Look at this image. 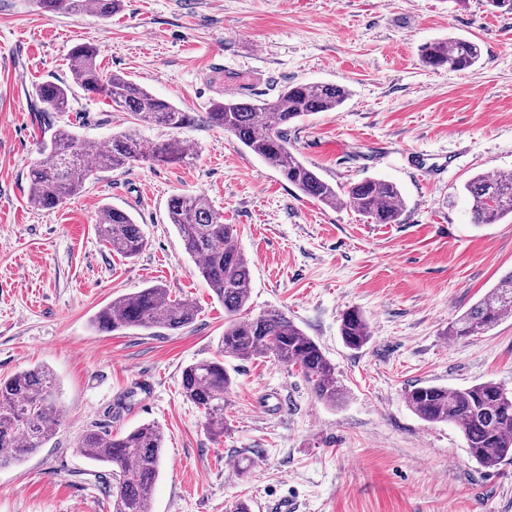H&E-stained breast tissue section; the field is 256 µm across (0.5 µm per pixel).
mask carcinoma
Listing matches in <instances>:
<instances>
[{
  "label": "carcinoma",
  "instance_id": "obj_1",
  "mask_svg": "<svg viewBox=\"0 0 512 512\" xmlns=\"http://www.w3.org/2000/svg\"><path fill=\"white\" fill-rule=\"evenodd\" d=\"M39 5L47 11L89 12L107 20L119 11L121 0H39ZM481 56L480 44L463 37L433 40L420 49L422 65L432 70L466 71ZM97 57V48L91 44L71 49L74 83L108 99L135 120L170 129L202 120L234 136L302 195L333 209L349 207L373 224L398 223L402 195L394 183L369 178L344 187L333 185L301 160L288 142L292 122L337 110L350 96L347 87L330 82L290 84L270 102L230 99L212 104L199 116L154 96L123 75H103ZM34 96L42 111L64 112L69 108L71 86L43 82L35 87ZM186 156V146L177 139L149 148L137 133L118 131L98 149L90 141L77 139L68 126H61L29 171V203L39 210L53 211L103 171L130 161L176 164ZM463 194L470 202L474 224H494L512 216V175L477 174L465 183ZM168 218L202 278L224 303V335L217 356L196 361L182 372V394L204 411L207 431L213 436L224 434V397L233 385L224 366L228 358L247 361L269 355L285 365H297L316 399L331 404L342 400L344 392L336 381L334 365L319 344L284 312L272 308L249 316L251 266L235 244L234 225L224 223L201 194L172 196ZM96 230L113 252L125 258L136 257L146 247L139 225L126 210L101 207ZM511 314L512 272L449 322L447 335L463 339L483 334ZM196 316L193 302L173 299L166 288L156 284L112 300L94 315L92 327L104 333L176 331L191 326ZM340 333L351 349L364 347L371 338L370 326L358 309L343 314ZM406 401L426 422L457 425L470 455L483 467L493 468L512 459V393L501 384L488 380L465 388L415 385L406 392ZM59 422L55 378L49 369L35 366L1 379L0 468L34 454L56 433ZM76 448L82 457L109 469L112 483L104 487V493L111 498L112 512H148L164 448V434L158 427L146 424L127 433L88 429Z\"/></svg>",
  "mask_w": 512,
  "mask_h": 512
}]
</instances>
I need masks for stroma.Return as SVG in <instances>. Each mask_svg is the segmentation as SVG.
Masks as SVG:
<instances>
[{
    "mask_svg": "<svg viewBox=\"0 0 512 512\" xmlns=\"http://www.w3.org/2000/svg\"><path fill=\"white\" fill-rule=\"evenodd\" d=\"M465 37L470 70H431L422 44ZM93 43L120 72L179 108L228 98L270 100L291 83L351 92L333 112L291 124L300 157L336 185L382 178L403 198L399 223L373 224L302 196L224 130L133 126L127 113L75 89L70 112H34L33 86L71 81L68 54ZM105 141L135 128L146 143L189 146L175 165L132 161L101 173L53 212L28 202V171L56 127ZM446 158L416 170L409 156ZM512 172V13L487 0H122L111 19L0 0V378L36 365L57 377L62 422L25 462L0 468V512H112L106 468L75 443L88 428L158 425L164 450L151 512H251L288 498L300 512H512V462L485 469L462 432L408 407L412 386L512 390V316L456 341L448 324L512 271V218L470 223L471 177ZM205 195L250 259V314L276 308L336 368L342 402L313 395L298 367L270 357L226 360L234 385L227 429L214 438L181 392L190 363L213 358L224 305L185 252L167 203ZM128 211L147 245L112 252L95 225L103 205ZM159 284L191 300L180 331L101 333L90 325L114 298ZM360 309L362 349L340 335ZM250 456L255 467L233 469ZM340 333L343 342L351 349H361L371 338L370 326L359 309H351L343 314Z\"/></svg>",
    "mask_w": 512,
    "mask_h": 512,
    "instance_id": "obj_1",
    "label": "stroma"
}]
</instances>
